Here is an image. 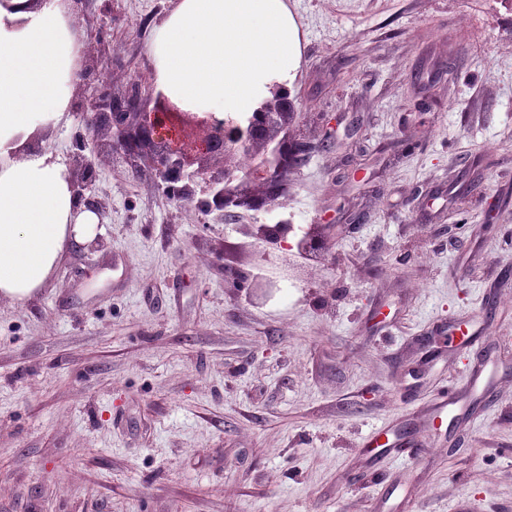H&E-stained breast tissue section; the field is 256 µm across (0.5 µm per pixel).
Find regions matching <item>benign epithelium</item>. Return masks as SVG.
Here are the masks:
<instances>
[{
    "mask_svg": "<svg viewBox=\"0 0 512 512\" xmlns=\"http://www.w3.org/2000/svg\"><path fill=\"white\" fill-rule=\"evenodd\" d=\"M97 55L83 62V76H97L112 60L111 42L95 37ZM88 92L77 100L84 137L79 151L68 164L70 186L77 207L96 211L99 206L85 197L95 181V167L85 151L95 152L104 138L125 155L145 158L155 175L166 184L168 193L191 199L187 183L205 184L209 199L202 202L203 213L218 218L226 214L255 212L269 200L266 190L283 184L285 175L296 168L300 151L311 152L314 145L290 132L297 115V101L286 85L273 82L269 92L276 104L264 100L252 110L251 132L224 134V122L197 113L178 99L166 95L154 84L135 85L121 95L112 94L108 85L87 83ZM238 147H246L252 159L250 171L240 176L229 168H215L220 160ZM320 224L311 225L299 238H290L286 224H244L242 233L256 241L283 250L285 264L293 257L321 255Z\"/></svg>",
    "mask_w": 512,
    "mask_h": 512,
    "instance_id": "benign-epithelium-1",
    "label": "benign epithelium"
}]
</instances>
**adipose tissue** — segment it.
Here are the masks:
<instances>
[{
    "label": "adipose tissue",
    "mask_w": 512,
    "mask_h": 512,
    "mask_svg": "<svg viewBox=\"0 0 512 512\" xmlns=\"http://www.w3.org/2000/svg\"><path fill=\"white\" fill-rule=\"evenodd\" d=\"M0 0V294L41 287L68 244L96 231L77 210L66 167L38 148L39 133L68 112L83 35L70 0Z\"/></svg>",
    "instance_id": "obj_1"
}]
</instances>
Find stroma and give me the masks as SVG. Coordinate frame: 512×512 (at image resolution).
Segmentation results:
<instances>
[{
    "label": "stroma",
    "mask_w": 512,
    "mask_h": 512,
    "mask_svg": "<svg viewBox=\"0 0 512 512\" xmlns=\"http://www.w3.org/2000/svg\"><path fill=\"white\" fill-rule=\"evenodd\" d=\"M177 0H87L119 48L113 92L151 75ZM300 35L295 133L335 142L292 171L281 207L327 224L296 259L290 302L230 274L274 276L277 248L205 218L122 153L93 155L96 237L46 283L0 295V512H512V16L503 0H284ZM75 112L41 137L67 162ZM363 213L347 228L343 213ZM482 317L470 348L450 321ZM444 352L426 362L430 346ZM505 364L473 419L418 461L361 465L383 421L467 391Z\"/></svg>",
    "instance_id": "35a3bbf8"
}]
</instances>
